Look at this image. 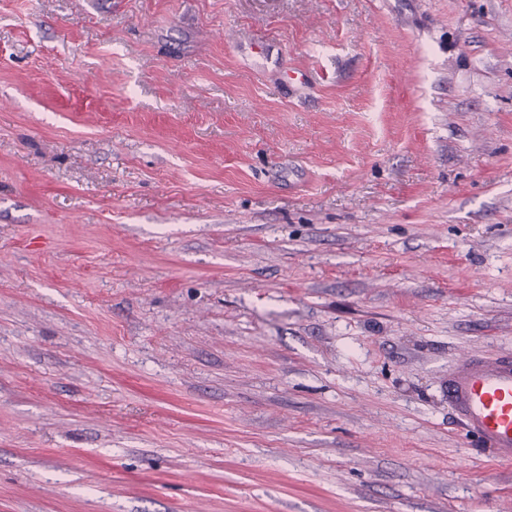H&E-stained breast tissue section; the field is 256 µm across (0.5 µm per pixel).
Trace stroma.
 <instances>
[{
	"mask_svg": "<svg viewBox=\"0 0 512 512\" xmlns=\"http://www.w3.org/2000/svg\"><path fill=\"white\" fill-rule=\"evenodd\" d=\"M512 0H0V512H512ZM445 395L481 453L512 462V355L459 359L448 371Z\"/></svg>",
	"mask_w": 512,
	"mask_h": 512,
	"instance_id": "stroma-1",
	"label": "stroma"
}]
</instances>
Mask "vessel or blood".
<instances>
[{"label": "vessel or blood", "mask_w": 512, "mask_h": 512, "mask_svg": "<svg viewBox=\"0 0 512 512\" xmlns=\"http://www.w3.org/2000/svg\"><path fill=\"white\" fill-rule=\"evenodd\" d=\"M445 394L481 453L512 462V355L458 360L448 372Z\"/></svg>", "instance_id": "vessel-or-blood-1"}]
</instances>
